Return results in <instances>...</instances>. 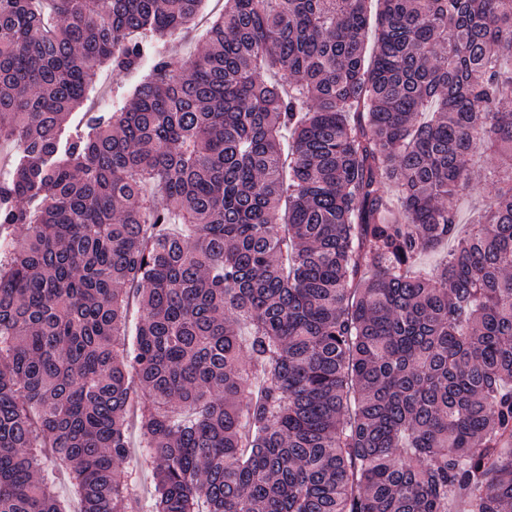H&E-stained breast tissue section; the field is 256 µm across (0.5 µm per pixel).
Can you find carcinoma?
I'll list each match as a JSON object with an SVG mask.
<instances>
[{"mask_svg": "<svg viewBox=\"0 0 512 512\" xmlns=\"http://www.w3.org/2000/svg\"><path fill=\"white\" fill-rule=\"evenodd\" d=\"M34 2L0 0V512H67L59 475L136 512L132 424L150 512H512V0H378L369 60L370 0H224L189 59L203 0ZM105 70L128 108L63 135ZM207 28L208 21L203 24L194 22L191 25V31L184 33L177 42L169 44L165 51L183 58H189L199 53L204 48L203 41L206 37Z\"/></svg>", "mask_w": 512, "mask_h": 512, "instance_id": "cac0c4a2", "label": "carcinoma"}]
</instances>
